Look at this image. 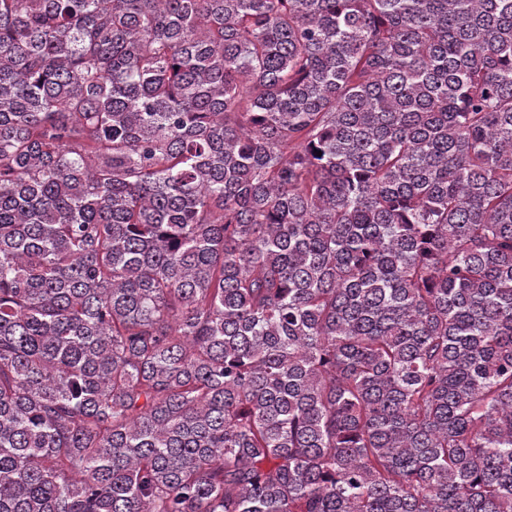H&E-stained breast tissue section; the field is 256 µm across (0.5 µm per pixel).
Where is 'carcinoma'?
<instances>
[{"label": "carcinoma", "mask_w": 512, "mask_h": 512, "mask_svg": "<svg viewBox=\"0 0 512 512\" xmlns=\"http://www.w3.org/2000/svg\"><path fill=\"white\" fill-rule=\"evenodd\" d=\"M0 512H512V0H0Z\"/></svg>", "instance_id": "1"}]
</instances>
